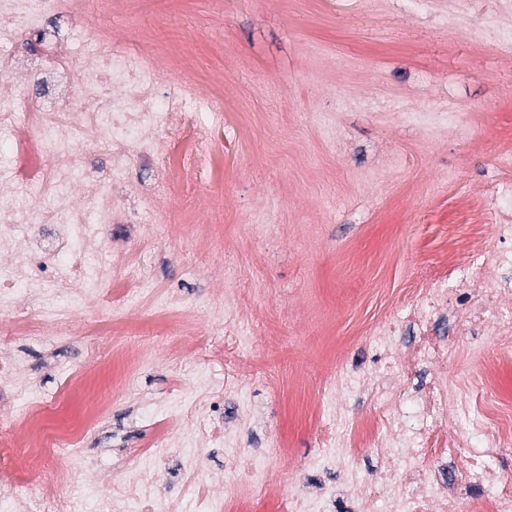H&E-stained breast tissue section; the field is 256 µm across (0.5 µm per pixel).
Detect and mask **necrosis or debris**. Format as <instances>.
I'll return each mask as SVG.
<instances>
[{
	"instance_id": "1",
	"label": "necrosis or debris",
	"mask_w": 512,
	"mask_h": 512,
	"mask_svg": "<svg viewBox=\"0 0 512 512\" xmlns=\"http://www.w3.org/2000/svg\"><path fill=\"white\" fill-rule=\"evenodd\" d=\"M73 18L74 0H0V43L34 37L49 51L35 59L0 55V130L9 163L0 169V307L16 308L21 298L89 305L100 288L111 286L116 261L106 257V225L117 224L125 202H140L132 230L143 236L160 214L159 204L203 180L201 155L220 163L206 137L207 124L224 121L227 103L219 89L201 87L186 75L172 81L173 54L150 40L130 53L101 54L91 42L71 50L45 25L49 16ZM102 135L110 157L101 178L85 172L75 143L87 131ZM156 166L150 190L131 182L132 162ZM467 213L471 221L492 224L493 241L467 243L452 281L412 291L399 314L368 325L362 332L373 344V372L389 382L381 394L382 414L365 443L381 460L375 476L360 479L344 471L343 482L354 512H474L491 500L495 512H512V478L497 473L491 459L512 446V403L495 393L497 365L469 353V372L455 368L457 352L449 335L473 340L494 331L512 344V181L475 190ZM411 337L403 348L401 337ZM430 372L416 393L409 381L418 369ZM194 412L203 430L173 418L147 448L138 465L99 497L92 481L72 488L69 472L56 466L59 448L82 436L95 410L68 429L49 435L39 417L43 406L29 405L19 427L32 463L20 468L0 448V486L9 497L37 512H254L271 486L257 457L243 454L236 437L218 418L219 402L207 379L194 383ZM464 424L456 439L441 432L448 411ZM224 449L231 495L214 490L209 448ZM402 456H394V449ZM466 449L464 468L441 470L443 458ZM179 456L182 482L168 494L162 480L167 461ZM304 465H295L287 512H334L332 492L303 489Z\"/></svg>"
}]
</instances>
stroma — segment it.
I'll use <instances>...</instances> for the list:
<instances>
[{
	"label": "stroma",
	"mask_w": 512,
	"mask_h": 512,
	"mask_svg": "<svg viewBox=\"0 0 512 512\" xmlns=\"http://www.w3.org/2000/svg\"><path fill=\"white\" fill-rule=\"evenodd\" d=\"M460 7L468 17L457 22L451 0H132L139 34L91 9L83 23L94 35L185 48L200 76L224 78L236 108L215 134L224 210L211 231L235 244V306L251 316L254 336L243 344L235 317L217 320L207 308L224 285L223 257L181 253L207 188L163 203V217L179 219L176 238L146 243L108 225L156 295L186 300L195 331L191 349L170 356L173 328L151 302L120 311L104 292L62 325L38 322L46 303L37 298L6 316L22 375L37 380L34 396L47 407V432L87 402L69 385L101 368L94 397L105 400V419L77 457L58 459L75 479L90 464L97 490H107L154 435V402L200 373L221 388L224 423L248 452L271 460L284 442L295 461L319 456L311 417L323 406L327 361L362 374L375 359L352 340L358 315L390 308L384 286L402 297L427 284L447 233L493 236L491 225L467 224L463 203L508 175L499 159L512 144V66L473 40L499 21V8ZM422 112L451 113L455 126L436 135ZM251 113L264 114L266 127L246 138ZM116 312L122 334L94 329ZM141 348L153 352L148 363L131 356Z\"/></svg>",
	"instance_id": "obj_1"
}]
</instances>
